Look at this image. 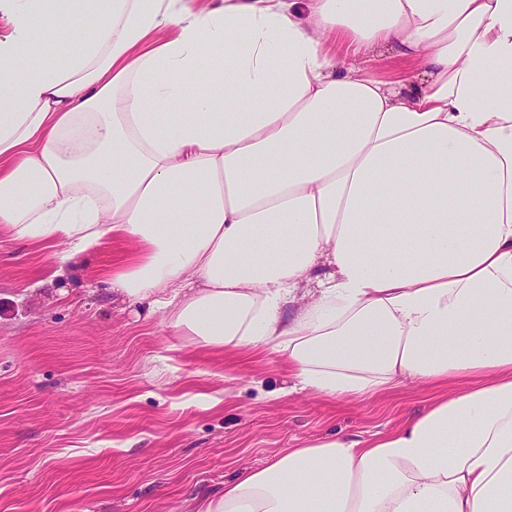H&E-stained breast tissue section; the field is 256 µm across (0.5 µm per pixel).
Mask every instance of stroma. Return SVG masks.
I'll return each mask as SVG.
<instances>
[{
  "label": "stroma",
  "mask_w": 512,
  "mask_h": 512,
  "mask_svg": "<svg viewBox=\"0 0 512 512\" xmlns=\"http://www.w3.org/2000/svg\"><path fill=\"white\" fill-rule=\"evenodd\" d=\"M120 253L108 240L65 265L0 232V512H194L304 441L387 432L432 395L292 391L285 355L205 349L115 299Z\"/></svg>",
  "instance_id": "35a3bbf8"
}]
</instances>
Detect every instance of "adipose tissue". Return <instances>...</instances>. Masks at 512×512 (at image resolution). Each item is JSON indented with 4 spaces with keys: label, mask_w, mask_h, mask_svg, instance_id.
Returning <instances> with one entry per match:
<instances>
[{
    "label": "adipose tissue",
    "mask_w": 512,
    "mask_h": 512,
    "mask_svg": "<svg viewBox=\"0 0 512 512\" xmlns=\"http://www.w3.org/2000/svg\"><path fill=\"white\" fill-rule=\"evenodd\" d=\"M0 22V230L129 244L113 291L203 347L286 353L300 390H440L196 512H512V0H0Z\"/></svg>",
    "instance_id": "1"
}]
</instances>
